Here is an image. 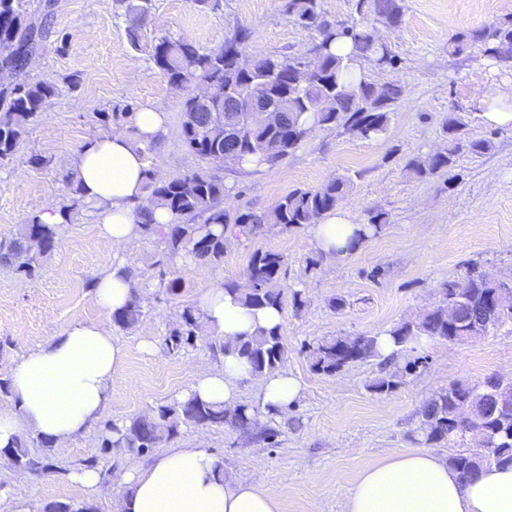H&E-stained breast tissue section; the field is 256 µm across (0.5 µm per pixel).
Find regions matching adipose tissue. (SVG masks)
<instances>
[{
    "mask_svg": "<svg viewBox=\"0 0 512 512\" xmlns=\"http://www.w3.org/2000/svg\"><path fill=\"white\" fill-rule=\"evenodd\" d=\"M138 140L118 132L87 143L75 166L77 190L96 209L101 236L121 249L137 234V209L147 205L145 145L166 131L165 114L154 107L137 115ZM356 229L340 210L310 225L312 245L326 258L345 252ZM96 297L108 313L129 303L135 290L122 262L94 282ZM206 329L233 338L283 322L279 310L247 309L238 294L223 287L206 289L198 298ZM126 358V346L111 330L94 322H77L27 349L11 368L14 405L0 408V451L23 433L66 443L84 435L108 408L112 377ZM256 379L265 415H287L302 386L292 373L278 369L252 375L245 359L228 353L216 370L199 372L190 394L233 408L239 384ZM118 512H281L277 494L228 479L224 461L207 441L190 448L173 447L141 468L114 471ZM345 512H512V464L491 465L470 482H462L446 458L424 449L393 453L363 470L346 494Z\"/></svg>",
    "mask_w": 512,
    "mask_h": 512,
    "instance_id": "1",
    "label": "adipose tissue"
}]
</instances>
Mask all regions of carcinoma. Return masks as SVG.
<instances>
[{
  "mask_svg": "<svg viewBox=\"0 0 512 512\" xmlns=\"http://www.w3.org/2000/svg\"><path fill=\"white\" fill-rule=\"evenodd\" d=\"M124 14L144 20L151 0H114ZM319 0H285V11L298 25L317 32L316 42L299 55L258 54L240 57L238 46L247 38L237 29L224 48L204 51L181 37H164L152 46V59L169 84L184 87L192 82L218 88L217 98L193 93L182 103L181 137L187 150L207 164L214 149L223 154L224 165L242 168L254 163L260 168L273 165L294 152L313 130L321 127L342 128L364 140L384 135L390 108L402 96V88L392 82L381 85L369 81L359 63L368 61L379 69L392 68L396 56L377 33L374 23L396 26L402 21L399 0H357L359 18L343 23L318 21ZM38 18L26 13L23 0H0V41L24 46L31 38ZM348 40L351 52H333L338 40ZM478 45L485 58L500 62L512 60V21L492 23L470 33L457 34L448 44L449 53L461 55ZM0 70L12 75L8 86L0 89V162L10 160L18 151L28 127L59 95L52 81L32 80L25 75L21 56L0 59ZM268 90L287 98L281 112L269 117L254 115L248 125L237 120L235 110L244 98ZM224 115V129L217 131L214 116ZM462 122L450 112L444 120L448 135L446 147L417 157L410 169L420 177L450 173L462 148ZM146 187L150 202L171 214L168 224L153 222L151 210L138 214V233L159 235L164 241L160 264L176 273L181 259L203 266L224 264V231L239 237H252L269 228L281 232L305 229L315 219L337 209L350 194V179L337 176L314 188H294L277 199L266 211L232 215L220 206L226 192L224 178L208 168H200L176 177L158 180L154 159L146 156ZM387 223L386 214L372 212L360 226L350 244L356 249L376 236ZM61 224H46L41 215L30 216L9 238L0 239V265L27 277L39 273L43 264L60 246ZM285 257L277 252L256 250L245 269L247 286L234 282L224 289L241 293L242 305L250 309L283 310L286 296L281 285ZM438 304L417 320L402 322L390 330L395 345L405 348L423 338L452 343L465 342L494 329L512 326V282L493 278L472 268L462 281L448 282L439 291ZM143 318L138 296L112 314V324L121 331L136 329ZM199 308L186 307L180 314L179 328L166 338L170 354L187 352L196 346L198 330L204 324ZM282 327L260 329L250 336L226 339L215 336L209 343L214 357L232 352L249 363L252 373L260 375L281 367L287 355L282 341ZM311 369L334 376L357 361L380 358L377 337L368 335L333 336L306 346ZM419 360L408 362L404 371H394L376 378L369 388L391 393L401 383L403 372L417 368ZM207 425L229 426L248 432L257 425L256 414L240 406L230 409L195 396L177 399L153 410V415L130 418L122 429L127 448H153L175 439L184 428ZM477 439L478 448L465 449L448 457L449 464L464 480L471 479L486 466L512 464V381L493 374L480 386L459 381L436 392L419 410L417 436L425 445H447ZM43 448L52 442L21 435L8 449L19 467L28 471L50 468L49 459L31 450L34 443Z\"/></svg>",
  "mask_w": 512,
  "mask_h": 512,
  "instance_id": "carcinoma-1",
  "label": "carcinoma"
}]
</instances>
